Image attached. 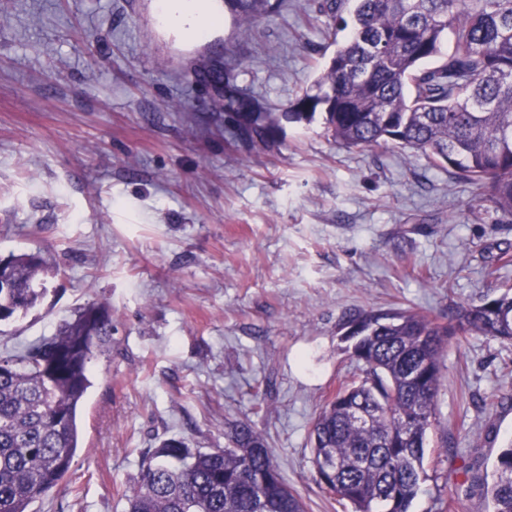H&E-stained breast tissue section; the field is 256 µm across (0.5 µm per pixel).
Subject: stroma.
Returning a JSON list of instances; mask_svg holds the SVG:
<instances>
[{
	"label": "stroma",
	"instance_id": "obj_1",
	"mask_svg": "<svg viewBox=\"0 0 512 512\" xmlns=\"http://www.w3.org/2000/svg\"><path fill=\"white\" fill-rule=\"evenodd\" d=\"M329 2L280 0L243 24L216 0L221 26L187 39L159 26L155 0H0V258L38 251L59 270L39 305L0 323V355L91 303L113 319L81 446L31 512H124L164 439L220 448L245 417L306 512H345L309 442L357 371L344 317H440L512 288L498 261L512 223L477 186L391 142L344 147L318 120L249 145L224 122L222 88L194 82L230 54L240 90L288 111L333 51ZM511 442L512 343L452 338L410 512H486L476 480Z\"/></svg>",
	"mask_w": 512,
	"mask_h": 512
}]
</instances>
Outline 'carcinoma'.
Wrapping results in <instances>:
<instances>
[{
	"mask_svg": "<svg viewBox=\"0 0 512 512\" xmlns=\"http://www.w3.org/2000/svg\"><path fill=\"white\" fill-rule=\"evenodd\" d=\"M349 2L350 22L342 15ZM225 3L245 23L270 7L269 0ZM329 11L336 50L316 91L293 111H264L231 85L224 65V120L235 133L264 144L280 119L310 124L320 114L345 147L391 141L448 166L478 186L480 202L512 222V0H331ZM55 274L40 252L0 259V322L36 307ZM341 329L361 368L312 423L320 484L352 512H409L448 340L479 333L512 342V292L446 321L410 309L360 310ZM111 345L112 312L93 303L52 336L0 356V512H31L69 471L89 366ZM224 439V447L208 451L164 441L125 490L126 512H305L250 421L228 423ZM494 469L484 484L489 512H512V443Z\"/></svg>",
	"mask_w": 512,
	"mask_h": 512,
	"instance_id": "1",
	"label": "carcinoma"
}]
</instances>
